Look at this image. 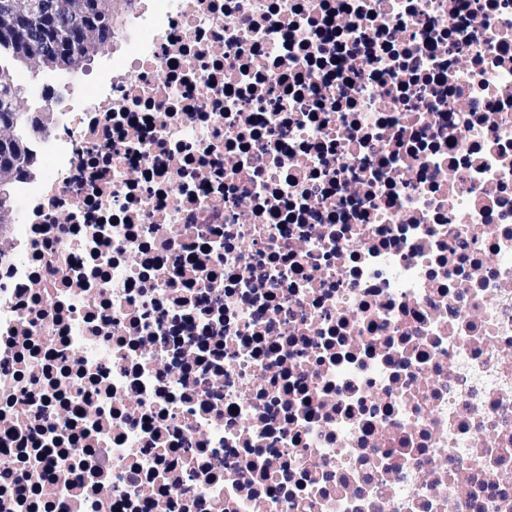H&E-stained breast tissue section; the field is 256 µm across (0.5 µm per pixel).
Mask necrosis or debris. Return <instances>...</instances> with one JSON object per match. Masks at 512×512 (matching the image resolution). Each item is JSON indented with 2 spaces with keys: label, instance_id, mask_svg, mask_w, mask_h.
Returning a JSON list of instances; mask_svg holds the SVG:
<instances>
[{
  "label": "necrosis or debris",
  "instance_id": "obj_1",
  "mask_svg": "<svg viewBox=\"0 0 512 512\" xmlns=\"http://www.w3.org/2000/svg\"><path fill=\"white\" fill-rule=\"evenodd\" d=\"M124 40L0 229V512H512V0Z\"/></svg>",
  "mask_w": 512,
  "mask_h": 512
}]
</instances>
